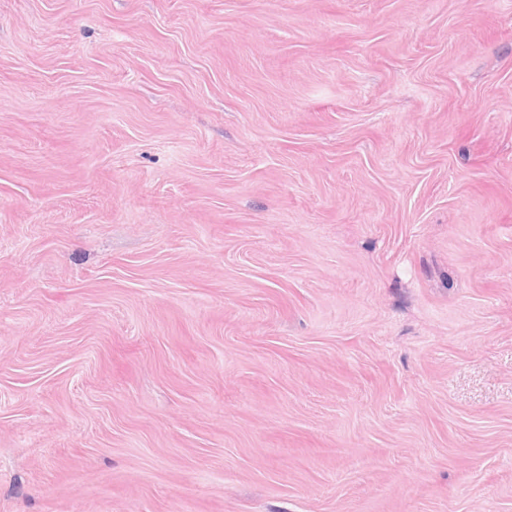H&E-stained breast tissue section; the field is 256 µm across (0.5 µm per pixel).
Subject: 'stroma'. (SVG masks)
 Returning <instances> with one entry per match:
<instances>
[{
	"instance_id": "1",
	"label": "stroma",
	"mask_w": 512,
	"mask_h": 512,
	"mask_svg": "<svg viewBox=\"0 0 512 512\" xmlns=\"http://www.w3.org/2000/svg\"><path fill=\"white\" fill-rule=\"evenodd\" d=\"M0 512H512V0H0Z\"/></svg>"
}]
</instances>
